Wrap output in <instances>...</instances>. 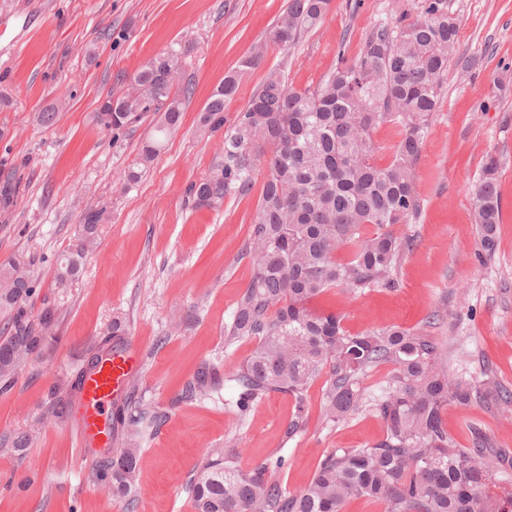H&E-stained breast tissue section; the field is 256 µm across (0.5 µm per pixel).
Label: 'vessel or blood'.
<instances>
[{
    "label": "vessel or blood",
    "instance_id": "b4317fda",
    "mask_svg": "<svg viewBox=\"0 0 512 512\" xmlns=\"http://www.w3.org/2000/svg\"><path fill=\"white\" fill-rule=\"evenodd\" d=\"M138 367L139 357L135 352L120 350L86 375L80 394L84 412L77 431L79 444H87L89 439L100 435H109V421L103 411L111 400L126 390Z\"/></svg>",
    "mask_w": 512,
    "mask_h": 512
}]
</instances>
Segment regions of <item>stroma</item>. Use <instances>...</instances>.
<instances>
[{
  "label": "stroma",
  "instance_id": "obj_1",
  "mask_svg": "<svg viewBox=\"0 0 512 512\" xmlns=\"http://www.w3.org/2000/svg\"><path fill=\"white\" fill-rule=\"evenodd\" d=\"M459 26L458 52L470 63L448 64L439 106L414 166L419 212L397 234L411 240L393 288L323 293L315 309L342 315L350 333L398 325L433 336L449 373L493 370L512 388V0H442ZM427 0H331L325 20L294 46L270 47L264 63L241 72L224 105L234 120L272 69L288 87L311 89L357 58L367 37L396 16L425 18ZM288 0H0V186L16 192L0 203V263L35 255L33 311L59 308L60 337L49 341L0 393V438L37 426L35 442L0 453V512H124L125 502L101 488V457L74 436L77 408L56 406V388L75 380L91 346L126 323L125 347L139 350L135 397L166 413L145 431L133 491L135 512H195L187 483L204 454L232 446L242 469L280 455L275 479L299 492L320 458L336 448H363L382 439L371 407L324 424L322 382L309 390L305 426L293 438L288 395L273 393L239 416L223 387L205 400L177 397L200 367L235 371L253 343L224 346V326L252 277L245 253L261 184L217 209H195L185 188L223 157L224 139L200 137L196 116L225 75L239 70L255 42ZM182 49L183 79L193 88L180 132L153 165L126 189L117 179L131 168L157 114L118 131L96 111L107 95L124 94L147 61ZM59 112L53 125L38 112ZM499 162L502 220L493 256L479 259L471 203L488 156ZM106 208L100 247L87 255L80 278L55 285V270L79 229L83 210ZM190 315L174 331V314ZM449 436L472 445L479 427L512 452V415L474 404L449 407Z\"/></svg>",
  "mask_w": 512,
  "mask_h": 512
}]
</instances>
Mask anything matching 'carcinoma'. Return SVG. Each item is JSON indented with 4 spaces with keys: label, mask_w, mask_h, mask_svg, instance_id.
I'll return each mask as SVG.
<instances>
[{
    "label": "carcinoma",
    "mask_w": 512,
    "mask_h": 512,
    "mask_svg": "<svg viewBox=\"0 0 512 512\" xmlns=\"http://www.w3.org/2000/svg\"><path fill=\"white\" fill-rule=\"evenodd\" d=\"M331 0H288L266 39L241 61L260 65L270 45L288 46L325 18ZM427 18L400 16L367 38L354 61L340 58L315 89L286 87L281 71H269L262 88L229 126L224 103L234 96L238 73L224 81L197 116V131H224V159L190 182L186 201L193 208H219L227 196L252 189L264 163L261 199L249 227L246 254L254 275L237 300L224 329V347L254 340L245 361L221 378L204 366L176 399L198 400L232 382L240 415L272 393L289 395L295 407L285 429L292 438L304 426L307 395L324 382L323 418L341 421L366 403L360 379L383 363L393 374L372 406L383 423V438L368 448H336L318 462L308 484L291 493L273 480L285 459L270 456L251 469L214 448L196 466L190 481L196 512H342L365 498L383 512H512V454L494 447L479 429L475 443L460 448L448 436V406L512 408V390L492 370L473 379L448 373L438 345L429 336L397 325L352 334L334 313L311 302L330 288L356 293L393 288L398 259L407 242L393 227L418 209L414 165L428 122L436 111L448 62L458 52L456 19L431 0ZM192 88L183 84L182 52L169 50L148 61L133 77L131 90L112 101V129L137 122L149 112L160 119L141 146L136 166L119 179L135 182L181 129ZM400 127V138L385 165L375 162L373 130ZM498 161H486L473 194L481 254L497 247L501 203ZM103 209L83 213L76 242L58 262L55 283L67 288L82 272L84 258L99 245ZM32 256L0 264V392L59 331L60 312L46 306L33 314ZM164 415L143 406L121 417L124 437L96 470L112 494L130 497L140 457V428Z\"/></svg>",
    "instance_id": "obj_1"
}]
</instances>
